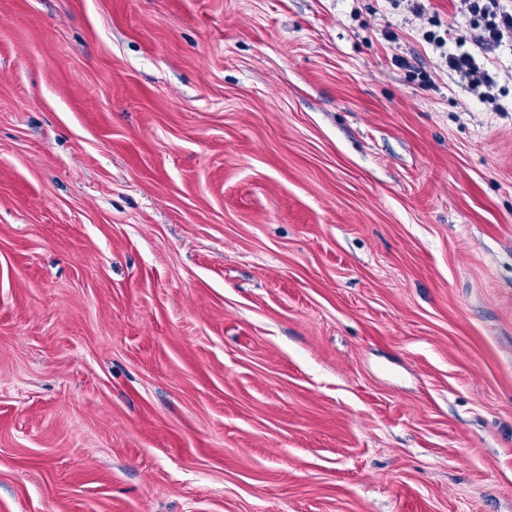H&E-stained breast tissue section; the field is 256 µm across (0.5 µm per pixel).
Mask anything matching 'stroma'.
I'll use <instances>...</instances> for the list:
<instances>
[{
	"label": "stroma",
	"mask_w": 512,
	"mask_h": 512,
	"mask_svg": "<svg viewBox=\"0 0 512 512\" xmlns=\"http://www.w3.org/2000/svg\"><path fill=\"white\" fill-rule=\"evenodd\" d=\"M421 3L0 0V512H512V46ZM448 68L470 79L471 83L477 88L483 86L485 91L481 93V98L483 100L491 99L495 81L487 70L482 69L477 64L475 57L471 53L448 51Z\"/></svg>",
	"instance_id": "35a3bbf8"
}]
</instances>
